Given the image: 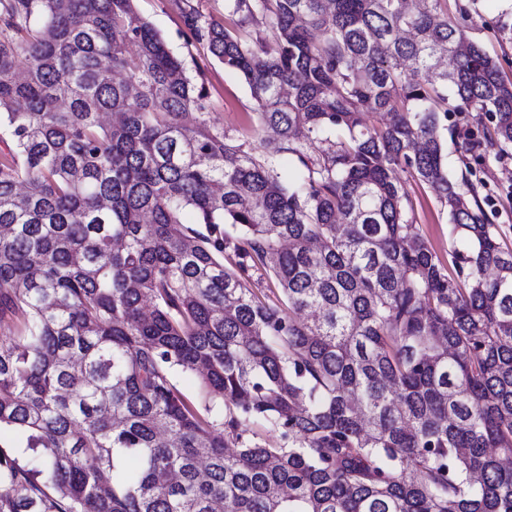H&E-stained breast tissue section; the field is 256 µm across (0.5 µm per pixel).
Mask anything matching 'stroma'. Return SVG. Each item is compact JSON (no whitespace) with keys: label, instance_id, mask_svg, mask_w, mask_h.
Returning a JSON list of instances; mask_svg holds the SVG:
<instances>
[{"label":"stroma","instance_id":"stroma-1","mask_svg":"<svg viewBox=\"0 0 512 512\" xmlns=\"http://www.w3.org/2000/svg\"><path fill=\"white\" fill-rule=\"evenodd\" d=\"M182 0H135L137 14L148 20L165 37L171 50L183 61L187 74L202 78L208 92L204 111L192 110L187 123L202 120L215 131L225 132L241 142H254L256 106L242 77L227 71L204 45H188L180 4ZM478 12L482 22L467 35L479 43L499 63L505 76L512 79V0H446L449 14L459 6ZM448 174L454 181H468L476 188L481 205L495 224L501 244L512 249V157L494 156L475 159L462 148L457 133L445 141ZM412 207L415 224L440 258H447L455 246L452 226L435 193L408 170L397 169Z\"/></svg>","mask_w":512,"mask_h":512}]
</instances>
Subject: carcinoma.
I'll list each match as a JSON object with an SVG mask.
<instances>
[{"label": "carcinoma", "mask_w": 512, "mask_h": 512, "mask_svg": "<svg viewBox=\"0 0 512 512\" xmlns=\"http://www.w3.org/2000/svg\"><path fill=\"white\" fill-rule=\"evenodd\" d=\"M231 2L272 36L182 18L259 155L134 0H0V512H512V249L444 162L451 113L509 154L512 80L443 0ZM182 0H135L137 14L148 20L165 37L171 50L183 61L186 73L208 92L207 109L189 110V124L204 120L214 131L227 132L239 142H250L257 154L263 146L254 137L256 106L242 77L224 69L206 45H187L180 4ZM202 73L199 76V73ZM202 78V79H201ZM396 176L408 194L413 209V224H418L422 236L445 266L453 271L452 266L448 265V253L455 246V238L452 235V226L448 224L447 213L441 207L436 194L406 169L398 168Z\"/></svg>", "instance_id": "obj_1"}]
</instances>
